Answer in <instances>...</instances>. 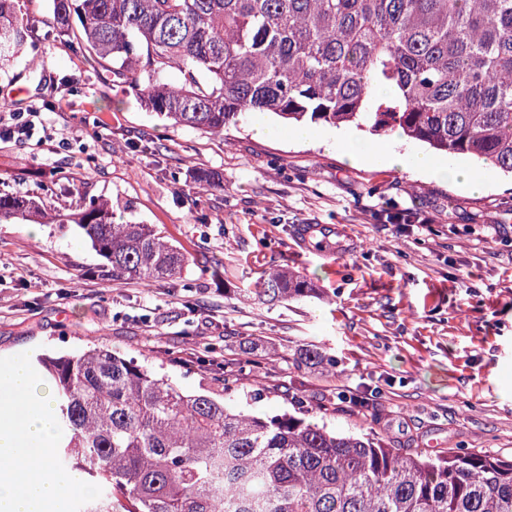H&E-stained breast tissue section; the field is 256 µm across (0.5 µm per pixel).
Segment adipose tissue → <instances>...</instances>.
Wrapping results in <instances>:
<instances>
[{
  "label": "adipose tissue",
  "mask_w": 512,
  "mask_h": 512,
  "mask_svg": "<svg viewBox=\"0 0 512 512\" xmlns=\"http://www.w3.org/2000/svg\"><path fill=\"white\" fill-rule=\"evenodd\" d=\"M323 144L353 165L408 172L472 193L487 187L474 168L439 163L419 149L402 151L345 131L326 136ZM52 407L49 390L38 387L25 357L0 359V512H49L53 504L85 491L78 475H62L53 467Z\"/></svg>",
  "instance_id": "ef3b65f1"
}]
</instances>
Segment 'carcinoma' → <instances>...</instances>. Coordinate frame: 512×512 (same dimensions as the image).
Here are the masks:
<instances>
[{"label":"carcinoma","instance_id":"obj_1","mask_svg":"<svg viewBox=\"0 0 512 512\" xmlns=\"http://www.w3.org/2000/svg\"><path fill=\"white\" fill-rule=\"evenodd\" d=\"M44 25L81 33L112 80L176 126L219 134L267 112L399 132L512 174V0H50ZM32 29L20 0H0L1 66ZM43 210L0 195V223ZM55 224L81 231L108 282L150 285L190 262L154 225L115 223L105 199ZM307 293L292 272L254 288ZM32 362L55 405L54 465L93 489L70 512H512V457L431 458L301 412L237 411L104 347Z\"/></svg>","mask_w":512,"mask_h":512}]
</instances>
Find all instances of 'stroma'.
<instances>
[{
  "label": "stroma",
  "mask_w": 512,
  "mask_h": 512,
  "mask_svg": "<svg viewBox=\"0 0 512 512\" xmlns=\"http://www.w3.org/2000/svg\"><path fill=\"white\" fill-rule=\"evenodd\" d=\"M23 11L36 29L0 68V114L35 113V128L0 142V194L59 213L107 199L116 221L156 225L192 261L149 287L107 284L78 230L0 224V356L109 347L249 413L291 412L302 396L340 434L512 457V177L479 167L489 188L469 193L352 166L265 112L220 135L164 124L81 40L44 37L48 0ZM258 124L274 136H255ZM202 171L223 190L203 189ZM298 224L340 225L347 251L299 248ZM275 270L313 293L258 300ZM242 362L245 381L223 388Z\"/></svg>",
  "instance_id": "obj_1"
}]
</instances>
